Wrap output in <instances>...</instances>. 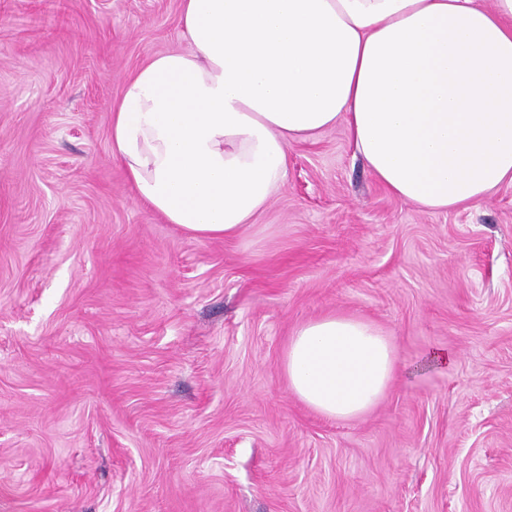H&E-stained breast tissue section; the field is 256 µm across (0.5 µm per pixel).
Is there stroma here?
Segmentation results:
<instances>
[{
	"mask_svg": "<svg viewBox=\"0 0 512 512\" xmlns=\"http://www.w3.org/2000/svg\"><path fill=\"white\" fill-rule=\"evenodd\" d=\"M180 6L0 0V512H512V185L421 210L338 126L238 237H191L110 142L134 72L190 50ZM336 312L398 358L351 420L282 369Z\"/></svg>",
	"mask_w": 512,
	"mask_h": 512,
	"instance_id": "35a3bbf8",
	"label": "stroma"
}]
</instances>
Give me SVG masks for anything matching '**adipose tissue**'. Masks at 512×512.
Wrapping results in <instances>:
<instances>
[{
	"label": "adipose tissue",
	"mask_w": 512,
	"mask_h": 512,
	"mask_svg": "<svg viewBox=\"0 0 512 512\" xmlns=\"http://www.w3.org/2000/svg\"><path fill=\"white\" fill-rule=\"evenodd\" d=\"M191 51L154 55L112 107L135 197L200 239L239 236L288 176L287 146L344 125L394 197L427 211L512 183V0H182ZM330 419L397 370L375 323L327 314L282 363Z\"/></svg>",
	"instance_id": "obj_1"
}]
</instances>
